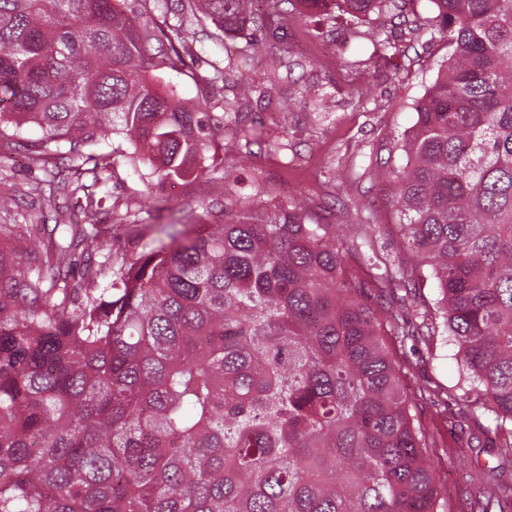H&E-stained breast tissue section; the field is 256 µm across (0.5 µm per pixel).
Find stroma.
Listing matches in <instances>:
<instances>
[{
	"mask_svg": "<svg viewBox=\"0 0 512 512\" xmlns=\"http://www.w3.org/2000/svg\"><path fill=\"white\" fill-rule=\"evenodd\" d=\"M281 9L288 21L279 45L294 60L291 71L281 72L275 91L286 108L253 101L238 119L256 127L257 134L240 141L228 136L224 102L233 99L245 78L264 73L265 60L249 43L267 39L269 6L254 11L242 34L219 43L205 37L192 18L169 16L170 24L181 27L184 64L161 74L160 83L183 102L207 107L224 147L204 162L195 178L157 187L148 167L124 164L112 180L98 183L95 190L103 198V209L97 222L106 229L98 241L100 253L131 252L133 231L151 240L160 225H190L205 212L221 213L229 198L270 208L300 203L320 214L331 213L340 227L377 225L374 262L397 257L389 189L375 183L369 169L384 156L387 141L412 130L417 120L413 102L435 81L437 63L446 55L444 45L438 42L426 51L403 41L399 55L377 62L371 58L372 46L362 39V27L344 16L327 21L318 15L301 17L288 0ZM405 63L412 70L407 77L400 71ZM313 82L323 85L325 102L302 93V86ZM344 169L352 173L346 182L339 178ZM45 177L25 149L0 155V188L12 190L17 199L10 211L0 212V224L39 219V204L27 191ZM216 182L224 184L226 197L213 193ZM389 345L401 364L403 387L426 435V452L448 512H476L492 485L501 494H511L512 465L499 463L488 414L464 409L467 384L452 349L438 336L416 342L393 338ZM489 467L497 470L490 485L483 478Z\"/></svg>",
	"mask_w": 512,
	"mask_h": 512,
	"instance_id": "35a3bbf8",
	"label": "stroma"
}]
</instances>
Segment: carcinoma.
<instances>
[{
    "label": "carcinoma",
    "instance_id": "1",
    "mask_svg": "<svg viewBox=\"0 0 512 512\" xmlns=\"http://www.w3.org/2000/svg\"><path fill=\"white\" fill-rule=\"evenodd\" d=\"M171 1L221 42L254 4L283 2L142 0L131 16L120 0H0V148L41 130L27 148L47 178L29 193L55 212L22 232L41 247L35 276L0 269V512H447L383 334L454 345L512 459V0H431L437 14L414 26L409 0H336L356 23L398 20L365 31L378 60L398 53L397 26L448 46L412 132L372 171L414 259L368 265L372 287L402 292L380 315L348 270L372 225L338 238L295 204L168 224L107 255L100 287L101 229L73 223L59 190L83 194L89 218L119 160L162 185L215 150L211 113L153 83L184 65ZM287 64L271 54L237 98L272 101ZM113 135L130 150L57 180L51 146ZM397 151L413 164L393 166ZM416 275L439 290L436 320L418 312Z\"/></svg>",
    "mask_w": 512,
    "mask_h": 512
}]
</instances>
